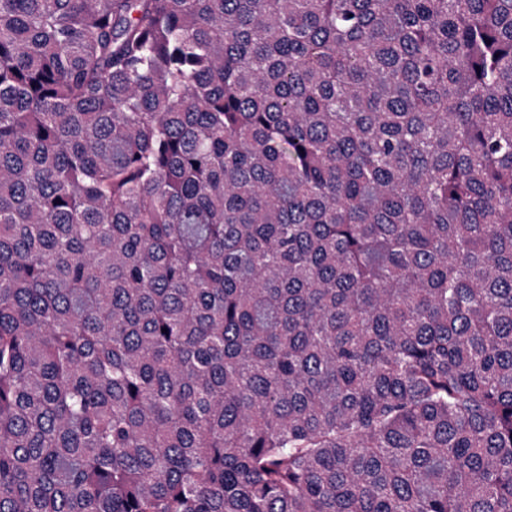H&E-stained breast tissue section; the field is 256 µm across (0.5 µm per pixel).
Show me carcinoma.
<instances>
[{"mask_svg": "<svg viewBox=\"0 0 512 512\" xmlns=\"http://www.w3.org/2000/svg\"><path fill=\"white\" fill-rule=\"evenodd\" d=\"M0 512H512V0H0Z\"/></svg>", "mask_w": 512, "mask_h": 512, "instance_id": "obj_1", "label": "carcinoma"}]
</instances>
